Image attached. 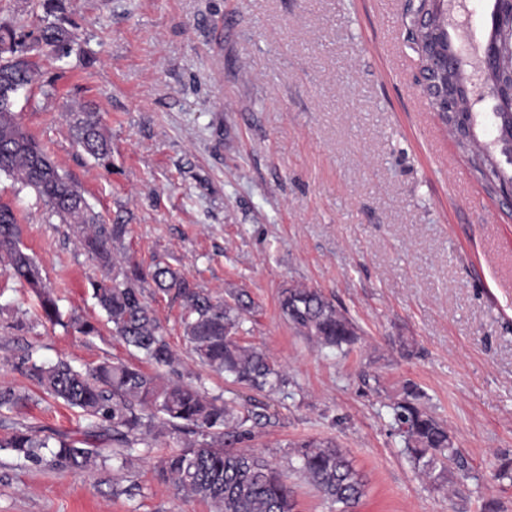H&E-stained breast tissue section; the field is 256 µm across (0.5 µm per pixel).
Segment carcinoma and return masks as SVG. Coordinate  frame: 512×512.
I'll list each match as a JSON object with an SVG mask.
<instances>
[{"mask_svg":"<svg viewBox=\"0 0 512 512\" xmlns=\"http://www.w3.org/2000/svg\"><path fill=\"white\" fill-rule=\"evenodd\" d=\"M46 47L51 53L65 50L64 57L81 53L65 19L57 18L38 34L22 28L0 33V75L29 85L37 71L29 53ZM69 131L77 145L100 165H107L112 146L98 113L79 104L67 113ZM478 169L487 180L512 181L493 159H481ZM34 191L60 223L73 228L81 248L104 271L90 281L92 297L112 324V334L156 366L146 372L122 361H104L82 372L60 357L39 362L32 354L22 359L23 373L44 394L77 408L88 418L86 439L112 440L117 449L83 448L71 436L52 431L42 436L28 427H16L0 439V448L35 465L51 469H87L109 457L127 467L137 452L134 445L155 434L160 426L190 436L182 449L160 463L163 476L185 495L210 503L216 512H295L292 490L282 475L258 455L239 449L250 440L261 417L235 402L209 395L202 386L170 380L160 368L177 372L180 359L172 350L164 329L149 305L145 290L180 302L181 326L190 352L210 370L250 389L270 391L280 375L265 352L240 339L254 300L232 289L229 299L213 300L202 289L168 264L145 268L127 257H118L129 234L122 217L108 223L89 206L82 187L60 172L39 141L17 118L15 107L0 104V173ZM0 267L23 282L39 300L42 317L61 322V315L42 270L21 242V230L13 209L0 205ZM280 310L297 332L318 346L348 354L358 340V327L318 289L285 286ZM66 326L83 336L100 333L93 322L72 317ZM424 392L406 382L390 399V427L402 438L417 472L442 487L456 475L467 476L459 448L448 426L424 405ZM28 396L0 385V411L25 404ZM299 471L324 496L349 512L365 494L364 483L342 451L331 441L311 438L297 444Z\"/></svg>","mask_w":512,"mask_h":512,"instance_id":"cac0c4a2","label":"carcinoma"}]
</instances>
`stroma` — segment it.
<instances>
[{
	"mask_svg": "<svg viewBox=\"0 0 512 512\" xmlns=\"http://www.w3.org/2000/svg\"><path fill=\"white\" fill-rule=\"evenodd\" d=\"M450 20L486 42L493 0H447ZM408 0H63L92 58L33 52L38 80L19 95L23 128L78 181L94 212L123 217L126 253L164 261L213 298L245 289L257 304L245 339L275 361V394L244 388L187 352L181 307L150 304L184 379L261 413L249 446L287 477L296 512H340L296 470L294 444L336 443L366 493L354 512H512V481L491 478L512 457V217L433 112L417 79ZM463 30V31H466ZM463 31L451 30L456 48ZM98 112L112 142L104 168L73 142L71 107ZM22 241L62 318L0 270V385L29 393L0 413L82 439L77 410L42 394L18 364L137 363L91 297L98 271L67 225L30 189L0 175ZM320 289L359 327L348 355L320 348L283 318V286ZM415 382L460 448L467 478L437 488L392 435L387 392ZM183 435L118 470H52L0 451V512H213L159 474Z\"/></svg>",
	"mask_w": 512,
	"mask_h": 512,
	"instance_id": "obj_1",
	"label": "stroma"
}]
</instances>
